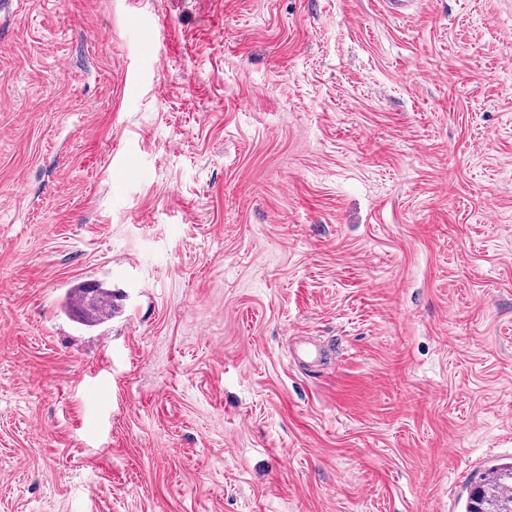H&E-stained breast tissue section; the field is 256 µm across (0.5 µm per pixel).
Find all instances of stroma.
<instances>
[{
	"instance_id": "obj_1",
	"label": "stroma",
	"mask_w": 512,
	"mask_h": 512,
	"mask_svg": "<svg viewBox=\"0 0 512 512\" xmlns=\"http://www.w3.org/2000/svg\"><path fill=\"white\" fill-rule=\"evenodd\" d=\"M11 3L0 512H465L512 462V0ZM96 285L100 286L99 289L102 291L100 292L99 296V306L91 311H86L84 304V296L87 286L80 285L77 288H71L69 295V306L72 314L75 316V318H77L78 321L86 326H93L96 323H100L103 320L112 317V293L110 292L112 290L103 288L100 284ZM104 297H109L111 300L110 309L108 311L103 309L105 305L103 304Z\"/></svg>"
}]
</instances>
